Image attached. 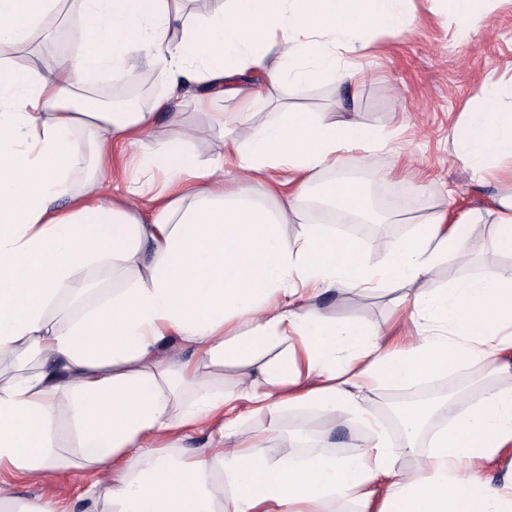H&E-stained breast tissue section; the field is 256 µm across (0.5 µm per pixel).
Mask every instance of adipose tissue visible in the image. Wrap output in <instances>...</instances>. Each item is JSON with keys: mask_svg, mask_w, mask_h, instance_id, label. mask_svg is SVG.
Wrapping results in <instances>:
<instances>
[{"mask_svg": "<svg viewBox=\"0 0 512 512\" xmlns=\"http://www.w3.org/2000/svg\"><path fill=\"white\" fill-rule=\"evenodd\" d=\"M189 2L0 0V357L18 364L0 383V468L51 486L61 466L54 441L63 409L76 468L100 476L85 494V512H313L322 499L354 500L361 512H512V478L485 477L512 447V383L492 386L465 410L442 402L447 421L425 456L417 453L424 408L404 417L399 450L380 434L358 453L301 462L295 440H280L276 459L266 439L243 443L236 422L224 420L239 398L256 413L309 405L348 422L365 416L358 391L374 383L402 386L464 360L492 358L497 372L512 371V271L420 289L443 261L469 250L461 225L444 214L394 242L379 265L368 262L366 244L323 225H302L292 238L284 232L313 189L358 223L387 221L357 180L320 175L351 152L371 166L389 134L293 110L272 93L358 84L373 35L412 29V0H218L195 15ZM59 15L73 22L74 51L44 69L4 57L46 39L48 21ZM157 73L167 90L146 111L114 112L80 94L104 78L146 83ZM195 85L200 107L228 96L271 116L224 131L223 155L208 162L186 147L203 136L200 128L150 145L158 115ZM78 127L92 154L77 145ZM118 140L138 147L142 159L126 177L123 200L113 201ZM452 145L481 177L512 159V85L481 82ZM228 164L238 172L230 186ZM275 171L287 172L288 192L270 211L260 199L272 193ZM103 259L136 270L134 282L81 317L50 316L76 289L77 271ZM385 284L413 288L402 303L415 334L397 350L381 347L379 328L330 320L309 304L318 292L361 296ZM240 320L246 330L232 331ZM282 339L287 353L247 379L238 396L208 392L181 403V388L196 386L203 368L250 363ZM176 340L190 359L174 358ZM218 417L217 438L192 456L157 449L162 437ZM400 454L415 459L401 476ZM383 477L390 485L377 502L371 486Z\"/></svg>", "mask_w": 512, "mask_h": 512, "instance_id": "obj_1", "label": "adipose tissue"}]
</instances>
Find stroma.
I'll list each match as a JSON object with an SVG mask.
<instances>
[{"label":"stroma","mask_w":512,"mask_h":512,"mask_svg":"<svg viewBox=\"0 0 512 512\" xmlns=\"http://www.w3.org/2000/svg\"><path fill=\"white\" fill-rule=\"evenodd\" d=\"M415 28L401 37L375 36L372 54L364 65L368 75L354 91L352 101L338 106L336 88L324 83L281 89L289 103L336 119H355L390 133L389 147L376 154L364 181L368 199L377 193L402 189L419 199L416 207L405 209L401 222L412 226L427 214L447 211L449 220L480 213L479 224L464 225L469 238L468 254L449 258L422 286L442 289L452 283L512 266V255L495 248V226L491 210L497 193L512 189V182L472 178L452 149L455 127L473 96L478 83L486 79L512 81V0H495L488 26L479 36L461 37L445 0H413ZM246 129L258 120L257 114L244 111L237 100L213 98L209 108H200L195 91L185 93L175 114H160L148 135L151 143H161L179 135L186 127L205 129V136L190 142V150L203 161L224 151V139L212 126L213 113ZM408 170V177L385 179L390 170ZM398 292L378 288L364 297L336 292L317 299L322 313L336 321L364 320L380 328L389 327L399 316ZM499 378L488 363H464L457 368L418 378L408 385L393 387L384 383L364 388L362 403L368 420L356 419L340 426L334 417L318 413L305 405L281 409L276 417L255 414L247 402L235 410L244 438L270 434L288 437L311 428L320 439L323 453L347 455L371 440L374 433L386 434L391 442L400 435L387 422L384 405L394 396L416 395L425 387L437 392L451 386H466L463 406L476 404L484 387ZM98 479L96 473L61 469L52 485L59 505L69 512H81L86 489Z\"/></svg>","instance_id":"stroma-1"}]
</instances>
